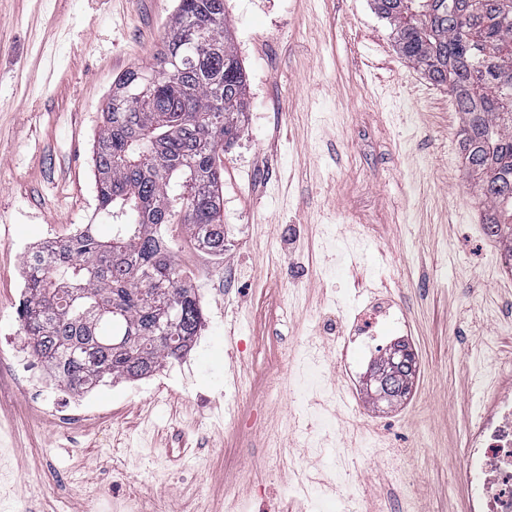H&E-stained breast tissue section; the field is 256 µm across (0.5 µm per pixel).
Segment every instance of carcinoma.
I'll return each mask as SVG.
<instances>
[{
	"label": "carcinoma",
	"mask_w": 512,
	"mask_h": 512,
	"mask_svg": "<svg viewBox=\"0 0 512 512\" xmlns=\"http://www.w3.org/2000/svg\"><path fill=\"white\" fill-rule=\"evenodd\" d=\"M400 55L448 88L463 115L461 150L486 204L484 229L512 269V0H374ZM477 32L481 39L473 41ZM178 68L133 98L144 68L114 82L93 145L102 238L94 225L29 252L20 309L32 354L73 390L141 379L190 350L202 319L163 228L224 257L220 154L238 138L246 78L224 0H178L153 67ZM180 319L168 328L167 308ZM410 356L387 378L409 393Z\"/></svg>",
	"instance_id": "cac0c4a2"
}]
</instances>
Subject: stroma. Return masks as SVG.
I'll list each match as a JSON object with an SVG mask.
<instances>
[{
  "label": "stroma",
  "mask_w": 512,
  "mask_h": 512,
  "mask_svg": "<svg viewBox=\"0 0 512 512\" xmlns=\"http://www.w3.org/2000/svg\"><path fill=\"white\" fill-rule=\"evenodd\" d=\"M177 0H0V444L14 448V512H92L122 483L150 512H278L298 471L371 512H466V434L512 386V271L488 237L447 90L395 51L372 0H224L249 109L221 157L227 249L166 227L204 320L191 351L141 380L82 393L32 356L18 311L22 267L46 239L98 216L92 145L114 79L154 63ZM394 304L381 343H409L418 372L399 405L373 402L372 357L348 346ZM241 432L225 412L252 400ZM315 344L317 366L305 357ZM41 376L32 399L28 380Z\"/></svg>",
  "instance_id": "35a3bbf8"
}]
</instances>
